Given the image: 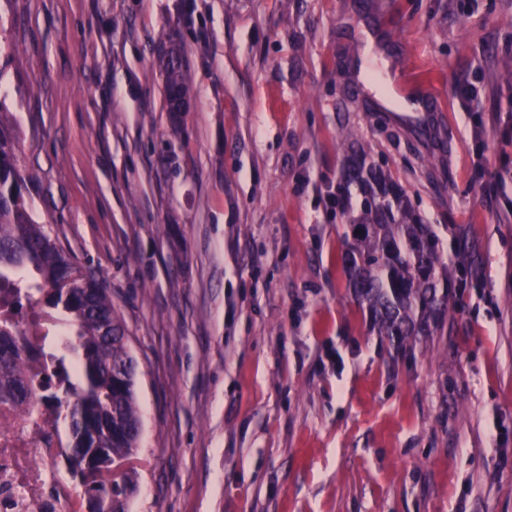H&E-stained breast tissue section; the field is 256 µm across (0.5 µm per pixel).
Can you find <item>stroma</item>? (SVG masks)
Returning a JSON list of instances; mask_svg holds the SVG:
<instances>
[{"label":"stroma","instance_id":"obj_1","mask_svg":"<svg viewBox=\"0 0 512 512\" xmlns=\"http://www.w3.org/2000/svg\"><path fill=\"white\" fill-rule=\"evenodd\" d=\"M511 111L512 0H0L32 217L136 362L129 512H512ZM355 144L476 270L447 336L395 349L352 296Z\"/></svg>","mask_w":512,"mask_h":512}]
</instances>
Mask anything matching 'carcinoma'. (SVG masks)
<instances>
[{"instance_id": "carcinoma-1", "label": "carcinoma", "mask_w": 512, "mask_h": 512, "mask_svg": "<svg viewBox=\"0 0 512 512\" xmlns=\"http://www.w3.org/2000/svg\"><path fill=\"white\" fill-rule=\"evenodd\" d=\"M165 74L189 95L178 54L165 61ZM343 178L346 187L360 185L364 198L359 212L347 215L342 266L374 329L400 349L420 336L444 335L449 291L467 286V271L448 267L439 235L417 222L398 184L379 168L357 162ZM28 181L9 132L0 126V282L25 287L29 301L40 294L41 302L63 313L74 330L66 349L84 383L71 385V395L59 401L69 420L70 472L100 503L89 512H127L125 490L109 482L112 466L133 454L140 434L135 363L125 328L96 272L32 218ZM0 325L8 328L0 330V378L10 383L9 396L21 405L22 367L8 354L13 322L3 319Z\"/></svg>"}]
</instances>
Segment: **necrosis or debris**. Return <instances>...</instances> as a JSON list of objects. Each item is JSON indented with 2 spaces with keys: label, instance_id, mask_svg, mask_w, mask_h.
<instances>
[{
  "label": "necrosis or debris",
  "instance_id": "1",
  "mask_svg": "<svg viewBox=\"0 0 512 512\" xmlns=\"http://www.w3.org/2000/svg\"><path fill=\"white\" fill-rule=\"evenodd\" d=\"M45 324L31 309L14 337L27 401L22 408L0 401V512H79L77 488L62 475L57 397L65 384L43 343Z\"/></svg>",
  "mask_w": 512,
  "mask_h": 512
}]
</instances>
